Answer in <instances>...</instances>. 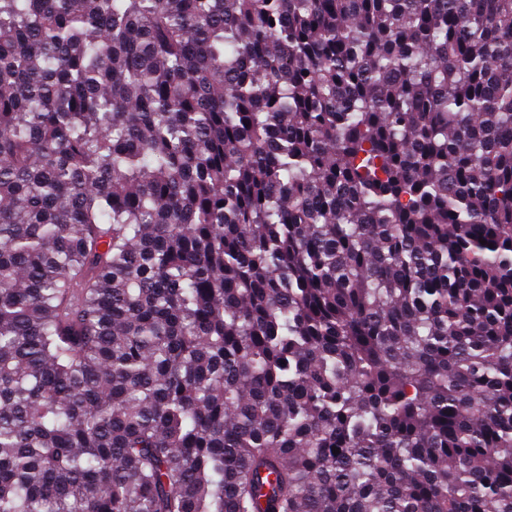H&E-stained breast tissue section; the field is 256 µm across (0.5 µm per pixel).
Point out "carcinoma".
<instances>
[{
  "label": "carcinoma",
  "mask_w": 512,
  "mask_h": 512,
  "mask_svg": "<svg viewBox=\"0 0 512 512\" xmlns=\"http://www.w3.org/2000/svg\"><path fill=\"white\" fill-rule=\"evenodd\" d=\"M0 512H512V0H0Z\"/></svg>",
  "instance_id": "cac0c4a2"
}]
</instances>
